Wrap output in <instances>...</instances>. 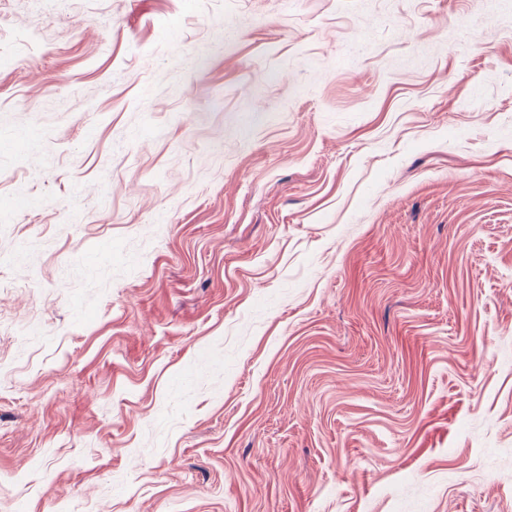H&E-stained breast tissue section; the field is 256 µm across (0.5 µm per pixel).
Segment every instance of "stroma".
Returning a JSON list of instances; mask_svg holds the SVG:
<instances>
[{"instance_id":"1","label":"stroma","mask_w":512,"mask_h":512,"mask_svg":"<svg viewBox=\"0 0 512 512\" xmlns=\"http://www.w3.org/2000/svg\"><path fill=\"white\" fill-rule=\"evenodd\" d=\"M0 512H512V0H0Z\"/></svg>"}]
</instances>
